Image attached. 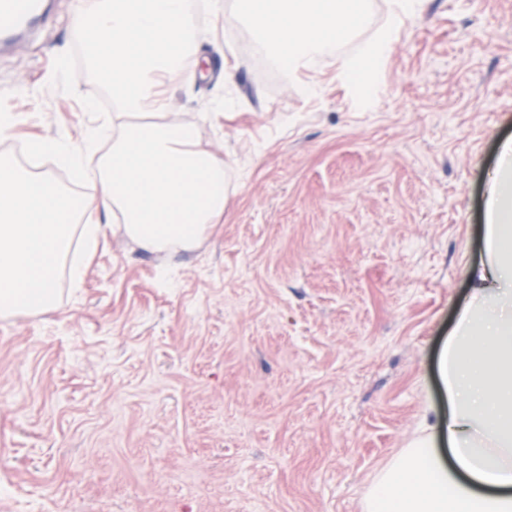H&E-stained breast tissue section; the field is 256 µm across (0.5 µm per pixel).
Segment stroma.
<instances>
[{"label":"stroma","mask_w":512,"mask_h":512,"mask_svg":"<svg viewBox=\"0 0 512 512\" xmlns=\"http://www.w3.org/2000/svg\"><path fill=\"white\" fill-rule=\"evenodd\" d=\"M78 0L0 52L13 135L97 126L51 86ZM208 22L138 121L189 124L228 202L191 248L105 226L48 313L0 315V512H362L379 471L447 413L438 358L482 254L512 141V0H419L364 90L337 77L391 0L315 72L284 77L251 26ZM122 115V122H130Z\"/></svg>","instance_id":"obj_1"}]
</instances>
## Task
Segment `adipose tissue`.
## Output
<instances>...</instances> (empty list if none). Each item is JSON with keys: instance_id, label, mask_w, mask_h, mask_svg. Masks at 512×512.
<instances>
[{"instance_id": "obj_1", "label": "adipose tissue", "mask_w": 512, "mask_h": 512, "mask_svg": "<svg viewBox=\"0 0 512 512\" xmlns=\"http://www.w3.org/2000/svg\"><path fill=\"white\" fill-rule=\"evenodd\" d=\"M369 7L236 0L224 22L249 23L292 77L315 70L366 23ZM99 139L94 129L79 148L57 138L30 144L74 178L95 182L96 194L79 198L0 157V312H50L61 273L83 282L102 237L99 212L119 211L125 234L150 251L193 246L223 217L224 163L199 149L193 126L128 125L92 169L87 159ZM469 288L440 358L448 414L380 471L363 512H512V141L487 181L483 258Z\"/></svg>"}]
</instances>
